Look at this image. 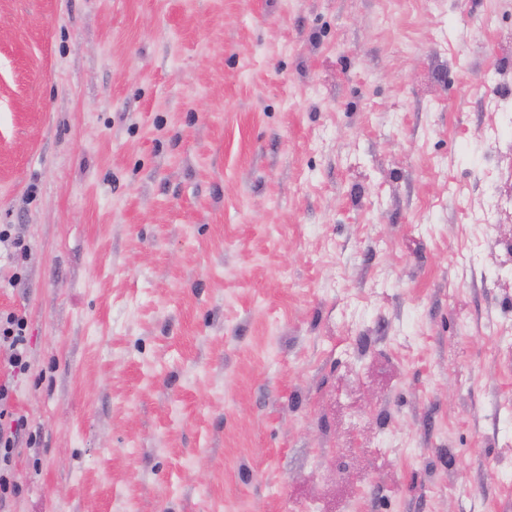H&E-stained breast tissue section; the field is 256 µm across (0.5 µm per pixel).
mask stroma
<instances>
[{
    "mask_svg": "<svg viewBox=\"0 0 512 512\" xmlns=\"http://www.w3.org/2000/svg\"><path fill=\"white\" fill-rule=\"evenodd\" d=\"M512 0H0L6 512H512ZM25 319L15 313L0 314V349L7 352L6 363L14 374L28 369ZM10 387L0 384V509L6 506L7 500L19 493V486L10 481L8 466L14 453L17 440L23 434L28 423L23 415H19L9 407Z\"/></svg>",
    "mask_w": 512,
    "mask_h": 512,
    "instance_id": "1",
    "label": "stroma"
}]
</instances>
